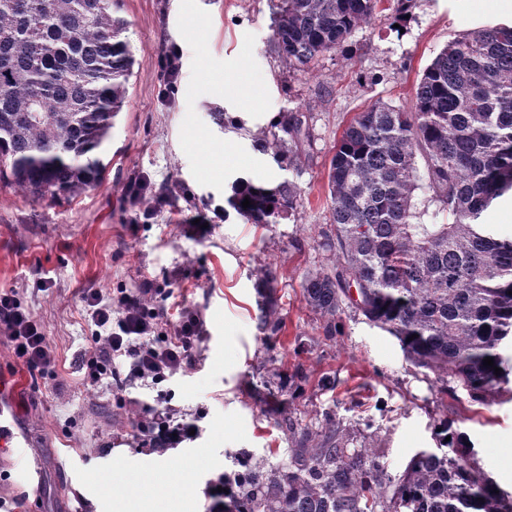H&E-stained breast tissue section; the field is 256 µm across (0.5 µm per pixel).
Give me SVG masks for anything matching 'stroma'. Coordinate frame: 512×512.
Segmentation results:
<instances>
[{"label":"stroma","mask_w":512,"mask_h":512,"mask_svg":"<svg viewBox=\"0 0 512 512\" xmlns=\"http://www.w3.org/2000/svg\"><path fill=\"white\" fill-rule=\"evenodd\" d=\"M493 0H415L404 20L393 10L358 28L344 48L293 70L274 50L270 0H120L117 13L139 61L102 159L100 183L73 199L29 201L0 185V291H15L39 319L58 356V374H30L0 342V378L40 481L0 472L9 512H114L119 493L139 484L150 512H209V482L238 469L241 455L286 464L291 443L268 401L261 372L303 364L290 412L301 423L331 416L350 430L351 449H378L391 477L434 447L449 419L477 460L512 495V395L478 404L441 393L397 339L346 312L334 341L320 336L301 282L324 255L328 168L347 120L383 100L411 108L423 70L455 39L480 27L511 26ZM177 53L179 76L166 56ZM307 118L311 145L298 167L261 150L276 120ZM141 193L128 191L131 179ZM299 189L297 219L260 229L228 206L236 181ZM276 277L285 327L261 325L259 272ZM158 287L154 306L170 324L201 318L195 364L172 385V403L199 433L158 453L135 437L136 400L149 392L120 383L82 386L77 370L91 328L81 293L119 292L138 275ZM336 380L321 389V374Z\"/></svg>","instance_id":"35a3bbf8"}]
</instances>
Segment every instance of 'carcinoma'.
<instances>
[{
    "label": "carcinoma",
    "instance_id": "1",
    "mask_svg": "<svg viewBox=\"0 0 512 512\" xmlns=\"http://www.w3.org/2000/svg\"><path fill=\"white\" fill-rule=\"evenodd\" d=\"M383 0H278L272 41L290 68L340 48ZM118 0H0V184L33 202L74 198L95 185L101 148L127 98L135 64L121 38ZM292 113L265 146L297 167L310 134ZM424 169H419L417 158ZM512 192V26L474 30L423 70L406 111L376 101L356 113L328 169L331 232L326 263L302 282L325 339L349 309L388 331L441 392L482 404L509 382L502 343L512 337V239L493 236L483 213ZM295 183L240 180L227 204L246 224L295 217ZM252 205L244 208L242 202ZM448 213L451 222L436 217ZM261 290L264 330L282 331L271 270ZM417 338H412V335ZM490 357L500 373L483 365ZM279 425L288 464L236 472L234 512H512V497L477 466L448 420L437 447L417 452L392 480L371 448L347 451L336 424ZM392 494L386 495V487Z\"/></svg>",
    "mask_w": 512,
    "mask_h": 512
}]
</instances>
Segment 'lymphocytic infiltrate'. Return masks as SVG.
<instances>
[{
  "label": "lymphocytic infiltrate",
  "mask_w": 512,
  "mask_h": 512,
  "mask_svg": "<svg viewBox=\"0 0 512 512\" xmlns=\"http://www.w3.org/2000/svg\"><path fill=\"white\" fill-rule=\"evenodd\" d=\"M153 292L147 279L116 298L97 289L83 292V311L93 328L91 345L81 360L83 386L120 380L128 387L153 389L194 364L198 319L181 321L173 331L163 332V315L149 305ZM0 340L29 372L55 373L56 354L42 323L11 291L0 292ZM194 427L186 416L159 403L141 407L136 432L163 453L189 440Z\"/></svg>",
  "instance_id": "lymphocytic-infiltrate-1"
}]
</instances>
